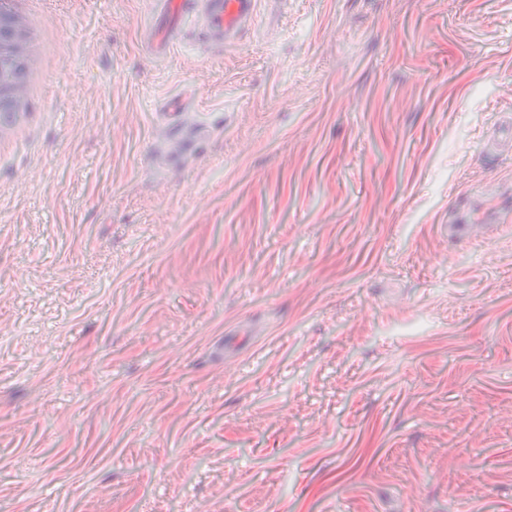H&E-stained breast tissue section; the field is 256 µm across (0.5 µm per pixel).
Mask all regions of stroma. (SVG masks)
<instances>
[{
  "instance_id": "obj_1",
  "label": "stroma",
  "mask_w": 512,
  "mask_h": 512,
  "mask_svg": "<svg viewBox=\"0 0 512 512\" xmlns=\"http://www.w3.org/2000/svg\"><path fill=\"white\" fill-rule=\"evenodd\" d=\"M37 10L0 512H512V0H263L162 58L151 0ZM186 106L184 102H178L174 104L168 112H163L162 115L165 119H167L169 124V132L171 137L174 140H177L189 147L194 144H200L204 137L203 134L199 130H195L194 132H187L185 129L181 128L180 125L176 122L177 112H181L182 109ZM506 114L495 134L490 135L486 142L487 149H494L497 154L504 151L512 152V114ZM469 211H462L456 218V223L448 224V237L454 240H469L480 237L483 240H491L499 229L498 224H493L491 216H485L481 224H475L469 216Z\"/></svg>"
}]
</instances>
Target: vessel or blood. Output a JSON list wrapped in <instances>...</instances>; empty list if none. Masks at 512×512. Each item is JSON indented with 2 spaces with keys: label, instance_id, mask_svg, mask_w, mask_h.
<instances>
[{
  "label": "vessel or blood",
  "instance_id": "vessel-or-blood-1",
  "mask_svg": "<svg viewBox=\"0 0 512 512\" xmlns=\"http://www.w3.org/2000/svg\"><path fill=\"white\" fill-rule=\"evenodd\" d=\"M260 3L261 0H152L155 20L143 25L141 42L156 55L174 51L182 42V22L190 19L197 22L206 46L221 48L239 42L243 28L257 18ZM181 109L177 103L164 114L171 137L187 146L201 143V132L186 131L177 123L176 115ZM486 146L498 154L512 152L511 113L504 117L495 134L488 137ZM497 230L491 217H484L477 224L463 211L449 225L448 236L454 240H490Z\"/></svg>",
  "mask_w": 512,
  "mask_h": 512
}]
</instances>
